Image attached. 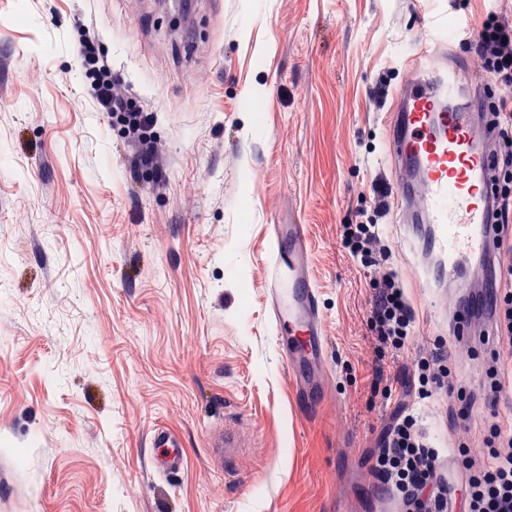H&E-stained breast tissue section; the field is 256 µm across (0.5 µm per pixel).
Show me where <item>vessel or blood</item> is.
Masks as SVG:
<instances>
[{
    "instance_id": "obj_1",
    "label": "vessel or blood",
    "mask_w": 512,
    "mask_h": 512,
    "mask_svg": "<svg viewBox=\"0 0 512 512\" xmlns=\"http://www.w3.org/2000/svg\"><path fill=\"white\" fill-rule=\"evenodd\" d=\"M409 71L396 91L390 123L393 158V213L397 223L426 224L428 249L442 264L426 278L431 287L459 279L473 260L493 258L498 243L497 173L494 144L498 117L487 111L485 89H467L458 67L444 62V28L423 21ZM265 261L268 310L276 347L288 372L318 360L327 350L319 293L309 272V240L304 225L276 224ZM151 463L161 476L184 471L185 450L175 433L158 425L149 436ZM239 441L226 426L213 432L209 453L225 479L242 472Z\"/></svg>"
}]
</instances>
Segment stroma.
Wrapping results in <instances>:
<instances>
[{"instance_id": "1", "label": "stroma", "mask_w": 512, "mask_h": 512, "mask_svg": "<svg viewBox=\"0 0 512 512\" xmlns=\"http://www.w3.org/2000/svg\"><path fill=\"white\" fill-rule=\"evenodd\" d=\"M0 0V512H380L370 458L390 420L367 328L369 273L341 224L393 181L386 147L421 7L455 35L512 0ZM96 26L122 92L156 114L161 179L134 174L75 48ZM305 225L328 338L325 396L304 400L274 345L264 262ZM423 340L448 336L386 216ZM250 435L235 483L208 458L223 420ZM178 432L187 469L150 463ZM153 448L151 463L154 471L168 477L184 471L187 463L185 450L175 433L165 425H156L149 436Z\"/></svg>"}]
</instances>
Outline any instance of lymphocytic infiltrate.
I'll use <instances>...</instances> for the list:
<instances>
[{
    "label": "lymphocytic infiltrate",
    "mask_w": 512,
    "mask_h": 512,
    "mask_svg": "<svg viewBox=\"0 0 512 512\" xmlns=\"http://www.w3.org/2000/svg\"><path fill=\"white\" fill-rule=\"evenodd\" d=\"M80 30L78 55L90 78L93 104L124 125L135 150L133 169L159 175L160 156L149 134L154 113L114 92L112 67L98 49L94 30L85 23ZM471 48L497 85L504 115L496 156L499 169L508 172L512 170V19L488 14ZM390 195L386 181L376 182L372 208L360 210L355 223L339 229L344 249L373 272L367 325L375 353L415 355L411 375L386 387L387 396L397 397L398 404L373 456L371 475L384 497L395 502L397 512H512V428L494 424L480 440L469 436L473 413L497 405L502 371L492 366L488 381L468 390L448 358H466L472 346L458 343L450 352L440 343L416 347L415 310L380 224ZM495 267L500 282L489 291L487 312L498 344L511 351L512 244L502 246ZM452 397L457 400L453 409L448 406ZM427 399L436 407L449 408L455 454L440 448L421 424L415 406Z\"/></svg>",
    "instance_id": "f902f5d3"
}]
</instances>
